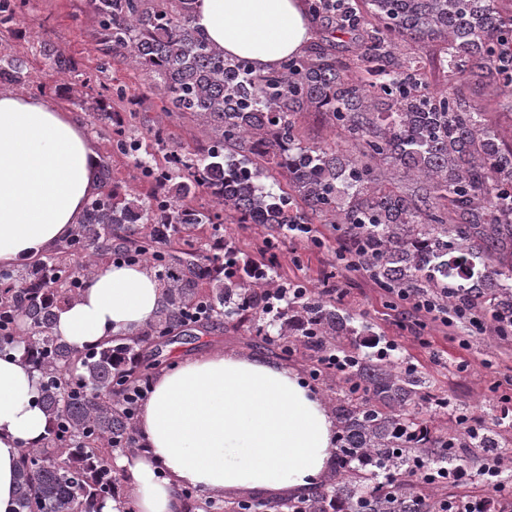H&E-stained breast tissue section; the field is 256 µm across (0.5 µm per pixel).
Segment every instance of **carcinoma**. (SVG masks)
<instances>
[{"label": "carcinoma", "mask_w": 512, "mask_h": 512, "mask_svg": "<svg viewBox=\"0 0 512 512\" xmlns=\"http://www.w3.org/2000/svg\"><path fill=\"white\" fill-rule=\"evenodd\" d=\"M196 0H87L95 50L144 70L165 115L190 116L206 131L193 146L172 144L157 125L158 163L140 138L114 129L112 150L134 158L146 196L122 195L109 164L101 191L77 231L43 258L0 270V355L27 344L41 374L38 405L49 424L17 472L16 512H101L127 503L112 476V450L136 432L123 395L149 382L159 365L148 349L193 327L247 323L288 352L301 345L330 383L336 453L309 494L254 505L263 512H465L454 470L479 451L495 467L512 460V439L471 424L437 425L425 409L448 401L411 367L380 349L361 352L371 327L314 291L274 279L275 257L243 259L219 227L331 224L383 288L479 310L485 331L512 328V0H307L327 32L347 36L354 58L318 47L267 72L229 59L194 25ZM26 0H0V28ZM432 50L446 78L430 88L421 56ZM50 68L78 64L51 43ZM487 83L501 100L472 103L463 88ZM30 83L27 59L0 43V88ZM67 80L59 95L96 122L113 120L111 99L88 98ZM305 112L322 115L332 141H306ZM278 175L274 192L261 179ZM211 199L196 207V192ZM132 255L152 271L164 298L145 330L124 342L78 351L54 332L56 311L89 285L91 269ZM202 304L207 315L188 319ZM336 355V371L322 368Z\"/></svg>", "instance_id": "cac0c4a2"}]
</instances>
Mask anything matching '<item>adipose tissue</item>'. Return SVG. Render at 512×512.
<instances>
[{"label": "adipose tissue", "instance_id": "obj_1", "mask_svg": "<svg viewBox=\"0 0 512 512\" xmlns=\"http://www.w3.org/2000/svg\"><path fill=\"white\" fill-rule=\"evenodd\" d=\"M195 24L226 56L260 71L301 54L312 31L304 0H197ZM99 167L94 139L70 112L0 93V266L39 259L71 237L99 192ZM161 300L144 266L105 264L58 310L55 331L78 350L130 337ZM22 356H0V512H15L22 452L40 445L48 426L37 404L40 374ZM136 430L139 448L115 465L137 512H184L179 486L211 497H299L336 452L330 408L296 369L220 348L158 375Z\"/></svg>", "mask_w": 512, "mask_h": 512}]
</instances>
